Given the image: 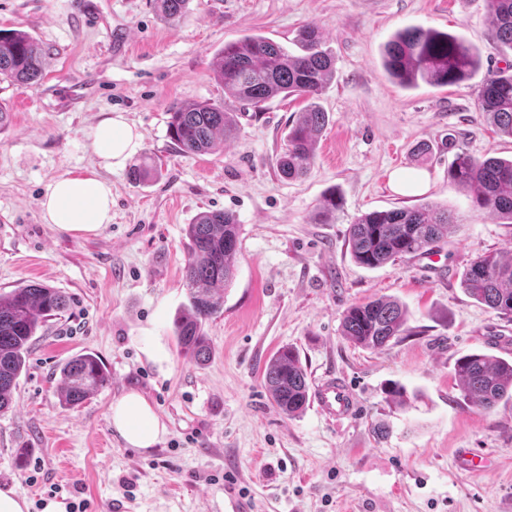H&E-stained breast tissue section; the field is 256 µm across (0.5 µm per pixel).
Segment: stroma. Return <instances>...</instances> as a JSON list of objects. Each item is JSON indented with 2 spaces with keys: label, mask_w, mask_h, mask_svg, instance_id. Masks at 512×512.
I'll list each match as a JSON object with an SVG mask.
<instances>
[{
  "label": "stroma",
  "mask_w": 512,
  "mask_h": 512,
  "mask_svg": "<svg viewBox=\"0 0 512 512\" xmlns=\"http://www.w3.org/2000/svg\"><path fill=\"white\" fill-rule=\"evenodd\" d=\"M320 27L336 74L319 99L329 123L310 173L283 179L276 167L303 99L275 97L262 110L225 97L213 76L225 43L256 34L289 45ZM408 27L433 28L476 46L481 67L447 87L406 89L382 67L386 42ZM0 29H21L45 46L38 85L0 82L10 109L0 128V293L32 282L68 299L38 332L0 414V490L63 512H512V409L484 412L464 400L457 358L512 360V320L461 285L470 260L512 250V224L473 205L448 182L456 152L512 158V139L491 126L476 89L506 60L484 0H191L179 25L150 0H0ZM208 101L236 113L237 140L204 155L181 154L168 136L172 107ZM119 112L142 135L128 165L99 168L91 133ZM159 169L133 182L131 166ZM98 169L112 185V222L73 236L47 224L40 202L55 179ZM422 171L418 192L392 189V172ZM342 208L315 221L324 193ZM447 207L455 223L437 261L408 256L379 268L354 262L349 224L364 212ZM239 221L235 277L221 315L205 326L210 358L181 354L173 320L188 302L186 228L203 211ZM379 297L407 310V334L366 349L341 334L344 312ZM158 337L156 365L140 350ZM295 348L310 384L331 376L358 403L332 423L315 403L298 416L277 409L263 369ZM96 353L108 384L81 405L61 407L59 367ZM404 386L399 406L384 389ZM154 405L167 432L149 450L129 447L109 408L129 390ZM485 467L465 471V450ZM234 485H224L223 475Z\"/></svg>",
  "instance_id": "1"
}]
</instances>
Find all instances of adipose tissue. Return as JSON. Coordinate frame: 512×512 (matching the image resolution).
Listing matches in <instances>:
<instances>
[{
    "mask_svg": "<svg viewBox=\"0 0 512 512\" xmlns=\"http://www.w3.org/2000/svg\"><path fill=\"white\" fill-rule=\"evenodd\" d=\"M92 139L99 169H110L135 153L140 135L117 112L98 122ZM98 171L70 172L52 182L41 201L46 223L74 236L97 234L111 223L112 186ZM110 422L127 445L143 450L155 447L166 433L155 407L135 390L113 401Z\"/></svg>",
    "mask_w": 512,
    "mask_h": 512,
    "instance_id": "obj_1",
    "label": "adipose tissue"
}]
</instances>
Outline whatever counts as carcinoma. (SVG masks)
<instances>
[{
  "label": "carcinoma",
  "instance_id": "1",
  "mask_svg": "<svg viewBox=\"0 0 512 512\" xmlns=\"http://www.w3.org/2000/svg\"><path fill=\"white\" fill-rule=\"evenodd\" d=\"M189 0H153L165 23L181 22ZM496 42L512 51V0H485ZM297 50L260 35H246L224 44L214 68L224 94L259 109L283 95L308 102L288 126L285 150L276 160L281 177L307 175L315 143L328 122L316 103L335 76V59L323 48L313 25L295 36ZM45 53L24 31H0V81L35 85L43 77ZM385 71L403 87L420 83L448 86L471 79L479 69V50L448 32L420 27L397 32L385 45ZM481 110L494 127L512 138V63L487 77L477 89ZM168 132L184 155H202L236 139L241 127L236 113L209 102L177 106L170 112ZM451 185L472 192L473 203L512 224V159L475 158L455 154L448 166ZM454 224L448 208L374 210L358 216L348 228V243L356 263L377 268L398 258L432 250L448 239ZM188 255L184 280L188 303L174 320L181 352L199 362L209 358L204 324L224 305V288L233 280L239 224L229 212H202L188 225ZM462 286L489 310L512 318V256L489 253L471 261L462 272ZM55 288L34 283L0 294V414L13 404L17 379L26 370L30 347L38 330L66 308ZM406 310L396 300L378 298L350 306L341 330L352 343L379 349L405 332ZM464 398L472 408L489 411L512 403V362L485 354L459 357L454 364ZM265 384L277 408L292 417L309 401V383L298 353L283 347L265 365ZM109 382V372L93 352L69 359L60 369L58 396L64 407H75Z\"/></svg>",
  "mask_w": 512,
  "mask_h": 512
}]
</instances>
